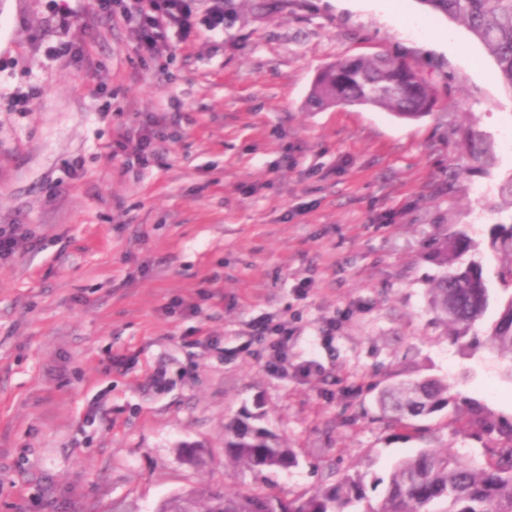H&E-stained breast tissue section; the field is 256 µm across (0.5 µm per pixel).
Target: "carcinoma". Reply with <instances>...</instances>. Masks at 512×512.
<instances>
[{
  "label": "carcinoma",
  "mask_w": 512,
  "mask_h": 512,
  "mask_svg": "<svg viewBox=\"0 0 512 512\" xmlns=\"http://www.w3.org/2000/svg\"><path fill=\"white\" fill-rule=\"evenodd\" d=\"M428 9L462 23L495 59L512 91V0H419ZM432 85L411 64L386 56L339 58L315 80L309 103L316 108L363 106L401 119L429 112ZM488 248L509 258L496 272L512 284V224H497ZM480 245L463 233L437 244L434 259L452 267L429 289L431 308L454 327L455 342L483 318L492 298ZM484 343L510 362L512 383V296L501 306ZM382 421L396 438L423 443L393 464L387 478L347 470L335 482L293 498L264 491L228 494L190 492L165 500L158 512H512V414L471 397L448 381L426 377L385 388L379 396ZM264 412L245 411L224 425V459L253 472L286 470L296 453L259 425ZM436 421L453 434L481 443L476 459L433 445Z\"/></svg>",
  "instance_id": "obj_1"
}]
</instances>
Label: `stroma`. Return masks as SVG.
<instances>
[{"instance_id":"stroma-1","label":"stroma","mask_w":512,"mask_h":512,"mask_svg":"<svg viewBox=\"0 0 512 512\" xmlns=\"http://www.w3.org/2000/svg\"><path fill=\"white\" fill-rule=\"evenodd\" d=\"M214 4L189 0L190 30L156 59L96 0H68L65 27L52 0H0V225L31 233L0 261V512H156L201 486L291 497L351 467L383 477L417 444L378 422L376 397L416 376L512 412L505 360L460 351L428 307L440 239L486 244L512 224L495 60L419 0H392L394 23L336 0H224L217 27ZM443 33L463 54L426 46ZM63 41L81 55L58 56ZM377 54L434 86L429 114L307 108L323 68ZM144 112L176 119L164 166L109 158ZM212 273L219 305L198 296ZM259 319L287 324L308 373L268 370ZM258 405L296 466L225 463V423Z\"/></svg>"}]
</instances>
